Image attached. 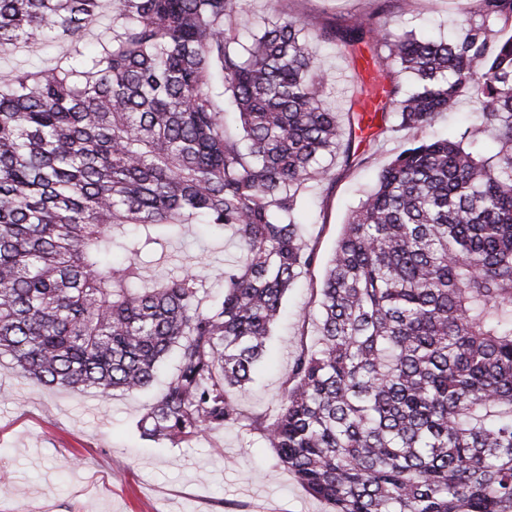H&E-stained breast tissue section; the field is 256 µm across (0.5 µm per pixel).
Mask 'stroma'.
<instances>
[{
	"mask_svg": "<svg viewBox=\"0 0 512 512\" xmlns=\"http://www.w3.org/2000/svg\"><path fill=\"white\" fill-rule=\"evenodd\" d=\"M377 0H248V17L238 35L250 43L266 19L285 12L316 30L374 13ZM478 0H389L383 16L394 32L448 37L461 10L476 11ZM329 81L325 101L349 131L360 101L371 97L384 79L370 81L361 63L370 58L368 43L348 49L326 46L322 52ZM461 97L458 112L426 131L427 138H465L490 147L491 135L479 129ZM412 134L388 132L359 145L355 159L324 157L328 175L312 185L301 209L304 241L329 257L351 211L369 190L378 171L406 148ZM181 262L206 276L205 295H220L224 245L201 242L186 228L176 250ZM323 270L302 271L286 298L287 318L275 326L253 380L234 398L244 415L274 417L286 387L289 365L301 347H313ZM176 365L162 363L153 385L134 393L102 398L38 383L24 376L10 356H0V512H331L287 470L276 464L265 440L232 427L177 447L144 439L138 423L156 402Z\"/></svg>",
	"mask_w": 512,
	"mask_h": 512,
	"instance_id": "1",
	"label": "stroma"
}]
</instances>
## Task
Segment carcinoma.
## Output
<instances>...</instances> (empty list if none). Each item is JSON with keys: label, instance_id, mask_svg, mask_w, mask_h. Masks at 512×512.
<instances>
[{"label": "carcinoma", "instance_id": "cac0c4a2", "mask_svg": "<svg viewBox=\"0 0 512 512\" xmlns=\"http://www.w3.org/2000/svg\"><path fill=\"white\" fill-rule=\"evenodd\" d=\"M103 2L0 0V57L67 45L0 71V355L108 398L174 352L139 422L154 442L243 427L332 512H512V0H480L451 39L283 14L249 45L244 0H111L89 42ZM374 31L381 132H422L465 93L493 154L422 139L381 169L324 267L317 342L276 417L246 418L232 392L321 262L306 191L322 157L355 156L312 42ZM183 224L238 245L209 306L201 273L149 274ZM65 51V45L58 43L55 48L47 50L41 44L35 43L31 45L25 52L0 62L2 66H14L19 69H28L33 66L43 65V63H53L56 57H59Z\"/></svg>", "mask_w": 512, "mask_h": 512}]
</instances>
